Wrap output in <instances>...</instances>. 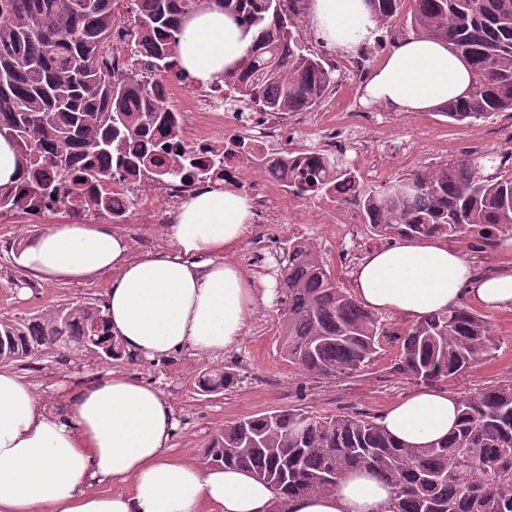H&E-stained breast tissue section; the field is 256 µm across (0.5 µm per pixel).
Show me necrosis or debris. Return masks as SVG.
Returning <instances> with one entry per match:
<instances>
[{
    "instance_id": "obj_1",
    "label": "necrosis or debris",
    "mask_w": 512,
    "mask_h": 512,
    "mask_svg": "<svg viewBox=\"0 0 512 512\" xmlns=\"http://www.w3.org/2000/svg\"><path fill=\"white\" fill-rule=\"evenodd\" d=\"M112 51L105 63L114 74L139 70L149 76L154 93L163 110L148 138H131L125 146V159L112 168V193L104 207L92 206L86 211L85 223H97L106 216L116 224H155L173 220L179 206L198 188L196 179L170 178L158 181L156 166L168 164L173 152H191L210 167L217 177L233 189L243 188L242 172L253 168L260 174L263 189L252 191L255 221L277 223L287 217L289 238L303 237L304 225L332 224L341 238L358 239V224L349 191H342L343 206L332 202L305 203L287 197L288 171L301 164L306 153L283 150V142L305 134L311 126H319L324 134L316 144L318 153L336 150V138L326 132L324 115L312 112H228L222 104L223 88L195 85L174 74L156 73L154 56L149 47L134 41L127 25L115 26ZM247 132L250 152L241 153L232 146L230 132ZM158 146L156 156L146 157L145 140Z\"/></svg>"
}]
</instances>
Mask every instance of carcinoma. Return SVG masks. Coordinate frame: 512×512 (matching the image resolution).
Listing matches in <instances>:
<instances>
[{
  "instance_id": "carcinoma-1",
  "label": "carcinoma",
  "mask_w": 512,
  "mask_h": 512,
  "mask_svg": "<svg viewBox=\"0 0 512 512\" xmlns=\"http://www.w3.org/2000/svg\"><path fill=\"white\" fill-rule=\"evenodd\" d=\"M0 0V133L13 136L27 178L0 187V217H36L55 200L80 220L112 186L109 163L127 139L148 137L161 106L137 72L114 78L101 64L115 25L116 0ZM377 28L395 26L402 0H366ZM213 4L253 32L246 55L213 84L240 110H312L339 82L335 69L309 53L305 0H134L137 31L159 37L155 67L182 73L176 53L182 23ZM410 27L448 44L468 62L467 97L440 114L455 122L512 112V0H414ZM139 106L131 111L129 100ZM511 152L469 154L425 165L399 179L370 185L358 169L326 156L296 172L291 192L328 198L352 191L357 220L376 236L473 237L487 246L512 238V176L500 169ZM176 155L156 173L162 181L190 166ZM268 274L283 313L288 363L304 376L334 380L359 373L387 335L382 316L363 306L336 278L314 243H288ZM498 345L489 321L465 305L431 313L401 337L395 372L429 387L488 361ZM77 354L110 364L124 358L109 333L103 305L86 300L29 317L0 319V362ZM240 383L230 367L200 371L196 393L217 395ZM209 467H236L268 484L275 498L331 492L349 471L364 470L394 493L393 512H512V382L459 399L448 436L424 446L398 442L359 412L320 416L301 407L244 418L201 449Z\"/></svg>"
}]
</instances>
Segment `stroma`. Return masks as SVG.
<instances>
[{
	"mask_svg": "<svg viewBox=\"0 0 512 512\" xmlns=\"http://www.w3.org/2000/svg\"><path fill=\"white\" fill-rule=\"evenodd\" d=\"M511 128L512 112H500L470 125L449 121L437 112H396L380 103L367 132L384 150L385 178L392 181L422 162L451 161L473 149H508L512 145L503 141L501 134ZM413 143L423 145V161L407 158L396 150L397 145ZM67 221L61 212L47 213L34 220L27 217L0 220V318L27 316L84 298L103 300L105 285L101 282L35 288L27 285L29 276L17 261L19 245L46 225ZM486 317L498 349L490 361L445 382V389L456 396L512 381V311H490ZM384 321L388 334L381 337L375 360L360 373L333 381L305 377L288 363L281 342L280 311L270 301L258 305L243 340L225 349L221 357L197 356L183 350L175 353L169 362L123 360L117 367L155 383L165 393L178 422L173 451L196 462L215 431L239 419L291 405L300 404L324 416L353 411L382 417L396 401L419 388L417 382L393 370L399 355L398 336L408 328V321L389 313ZM218 363L240 373L239 387L219 395L196 394L193 385L197 373ZM99 368V363L90 359L61 363L45 357L32 361L22 375L50 403L55 399L54 383L83 379Z\"/></svg>",
	"mask_w": 512,
	"mask_h": 512,
	"instance_id": "1",
	"label": "stroma"
}]
</instances>
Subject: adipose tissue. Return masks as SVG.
Masks as SVG:
<instances>
[{
    "instance_id": "adipose-tissue-1",
    "label": "adipose tissue",
    "mask_w": 512,
    "mask_h": 512,
    "mask_svg": "<svg viewBox=\"0 0 512 512\" xmlns=\"http://www.w3.org/2000/svg\"><path fill=\"white\" fill-rule=\"evenodd\" d=\"M309 28L331 48L356 51L377 28L365 0H307ZM252 42L220 7L196 13L178 46L181 65L205 85ZM471 74L445 43L410 34L375 68L364 95L398 112H432L465 98ZM254 203L224 189L195 192L166 225L164 245L134 252L109 224H50L26 241L19 263L44 284L104 281L111 334L127 353L156 361L183 349L217 356L237 345L259 290L230 253L253 227ZM366 307L416 321L470 296L512 310V266L479 274L437 237L401 239L371 252L353 274ZM458 417L448 391L419 390L380 420L406 445L447 436ZM176 415L164 392L108 369L63 387L53 404L0 365V512H392L394 494L366 473L327 494L276 499L236 468H203L174 456Z\"/></svg>"
}]
</instances>
